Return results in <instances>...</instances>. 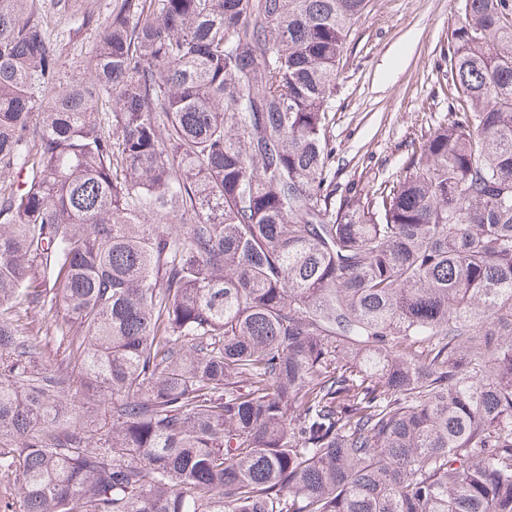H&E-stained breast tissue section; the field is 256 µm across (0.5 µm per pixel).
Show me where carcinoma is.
I'll return each mask as SVG.
<instances>
[{
  "label": "carcinoma",
  "mask_w": 512,
  "mask_h": 512,
  "mask_svg": "<svg viewBox=\"0 0 512 512\" xmlns=\"http://www.w3.org/2000/svg\"><path fill=\"white\" fill-rule=\"evenodd\" d=\"M365 2L0 0V512H512V0L338 192ZM56 14L99 28L67 84Z\"/></svg>",
  "instance_id": "obj_1"
}]
</instances>
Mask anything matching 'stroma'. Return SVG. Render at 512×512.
I'll use <instances>...</instances> for the list:
<instances>
[{
  "mask_svg": "<svg viewBox=\"0 0 512 512\" xmlns=\"http://www.w3.org/2000/svg\"><path fill=\"white\" fill-rule=\"evenodd\" d=\"M456 0H368L349 33L331 101L337 187L396 180L414 134L448 118L441 79ZM94 28L64 46L63 82L88 74Z\"/></svg>",
  "mask_w": 512,
  "mask_h": 512,
  "instance_id": "stroma-1",
  "label": "stroma"
}]
</instances>
